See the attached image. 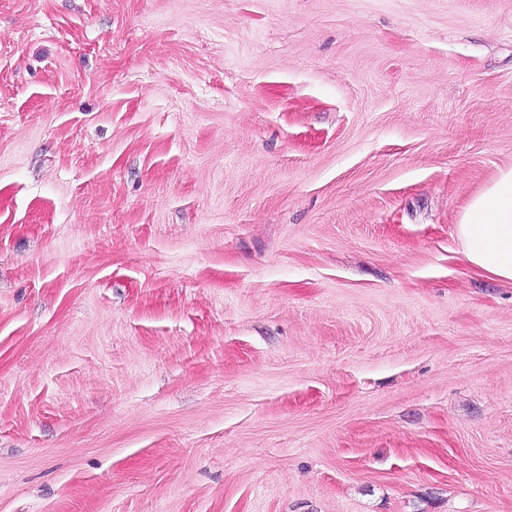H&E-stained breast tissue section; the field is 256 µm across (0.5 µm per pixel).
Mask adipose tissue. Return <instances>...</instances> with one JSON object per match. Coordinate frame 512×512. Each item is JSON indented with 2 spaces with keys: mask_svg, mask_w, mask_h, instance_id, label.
Returning a JSON list of instances; mask_svg holds the SVG:
<instances>
[{
  "mask_svg": "<svg viewBox=\"0 0 512 512\" xmlns=\"http://www.w3.org/2000/svg\"><path fill=\"white\" fill-rule=\"evenodd\" d=\"M456 230L474 269L512 283V168L470 200Z\"/></svg>",
  "mask_w": 512,
  "mask_h": 512,
  "instance_id": "adipose-tissue-1",
  "label": "adipose tissue"
}]
</instances>
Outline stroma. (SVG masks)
Returning a JSON list of instances; mask_svg holds the SVG:
<instances>
[{"mask_svg":"<svg viewBox=\"0 0 512 512\" xmlns=\"http://www.w3.org/2000/svg\"><path fill=\"white\" fill-rule=\"evenodd\" d=\"M512 0H0V512H512ZM456 230L474 269L512 283V168L470 200Z\"/></svg>","mask_w":512,"mask_h":512,"instance_id":"obj_1","label":"stroma"}]
</instances>
